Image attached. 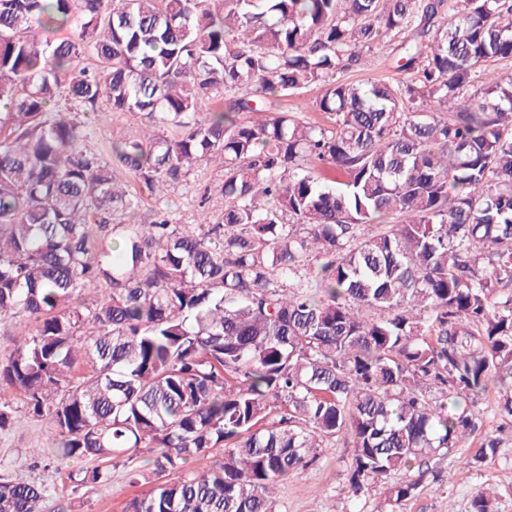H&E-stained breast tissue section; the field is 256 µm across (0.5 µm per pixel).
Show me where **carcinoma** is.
Masks as SVG:
<instances>
[{
    "instance_id": "obj_1",
    "label": "carcinoma",
    "mask_w": 512,
    "mask_h": 512,
    "mask_svg": "<svg viewBox=\"0 0 512 512\" xmlns=\"http://www.w3.org/2000/svg\"><path fill=\"white\" fill-rule=\"evenodd\" d=\"M401 35L414 82L337 77ZM507 58L512 0H0V317L32 324L0 357V386L23 397L0 404V433L43 421L55 456L112 466L159 449L160 482L127 512H272L341 438L348 493L381 487L395 506L431 457L494 458L498 438L468 443L491 383L512 429ZM310 86L331 126L268 111ZM62 99L147 116L158 132L112 155L152 192L220 159L224 223L137 222ZM388 215L402 220L368 232ZM85 288L104 294L75 303ZM45 498L0 478V512Z\"/></svg>"
}]
</instances>
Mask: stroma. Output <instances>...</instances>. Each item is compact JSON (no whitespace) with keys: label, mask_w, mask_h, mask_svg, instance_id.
Segmentation results:
<instances>
[{"label":"stroma","mask_w":512,"mask_h":512,"mask_svg":"<svg viewBox=\"0 0 512 512\" xmlns=\"http://www.w3.org/2000/svg\"><path fill=\"white\" fill-rule=\"evenodd\" d=\"M398 59V53L387 47L370 67L347 71L344 77L362 82L413 81V72L399 70ZM148 126V120L137 112H114L103 121L87 120L86 147L103 160H110L113 138H139ZM114 174L124 190L137 196L141 223H150L161 213L170 223L191 229L202 210L208 212L211 223L224 221V168L219 163L199 162L186 180L161 196L148 191L132 171L118 166ZM53 438V431L37 422L8 435L0 433V476L21 467L32 481L45 485L44 512H125L129 500L150 488L155 478L156 451L144 448L132 461V466L145 475L142 485L130 486L127 467L120 465L111 468L106 483L74 487L70 473L93 467L94 462L58 460L51 452ZM352 453L350 444L341 440L323 449L307 470L280 484L275 512H378V494L355 501L346 489V466ZM432 466V474L424 478L400 512H448L452 505L457 512H468L471 498L485 487L496 493L494 512H512V436H505L496 457L480 469L461 468L451 457L433 460Z\"/></svg>","instance_id":"stroma-1"}]
</instances>
